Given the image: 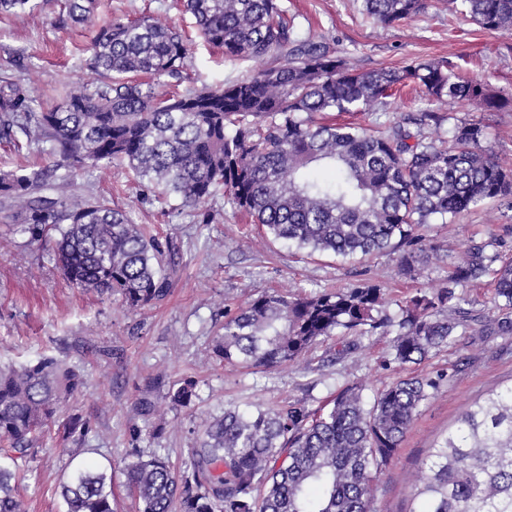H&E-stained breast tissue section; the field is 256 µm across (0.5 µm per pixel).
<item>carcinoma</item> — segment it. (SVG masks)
Returning a JSON list of instances; mask_svg holds the SVG:
<instances>
[{
	"instance_id": "cac0c4a2",
	"label": "carcinoma",
	"mask_w": 512,
	"mask_h": 512,
	"mask_svg": "<svg viewBox=\"0 0 512 512\" xmlns=\"http://www.w3.org/2000/svg\"><path fill=\"white\" fill-rule=\"evenodd\" d=\"M430 0H363L362 12L382 26L425 11ZM457 21L512 34V0H450ZM103 0H63L62 27L95 32L86 48L89 82L75 83L43 109L29 85L0 77V140L21 154L33 148L52 160L37 170H0L6 222L23 225L32 242L56 239L55 260L74 288L117 294L132 312L164 300L172 245L103 199L79 194L74 163L125 164L142 191L178 201L200 224L215 219L211 200L224 193L234 211L259 226L266 242L353 259L401 251L404 268L419 257L440 259L426 246L430 224L451 225L487 201L512 199V173L481 142V123L423 111L375 129L330 123L331 112L385 106L412 86L431 103L465 102L481 110L509 101L445 59H409L399 67L364 70L329 46L303 37L278 0H184L209 44L227 57L262 63L255 74L220 86L171 87L184 80L191 47L179 29L158 17L98 24ZM40 0H0V13L34 15ZM436 130V135L427 133ZM335 172L324 181L310 166ZM478 244L453 265L435 293L415 288L400 300L402 318L392 361L419 364L448 346L472 320L452 303L455 289L494 274L503 317L479 336L512 333V262ZM382 288L364 283L315 294L264 292L224 309L212 358L228 364L275 367L297 363L318 341L344 329L363 336L384 325L373 312ZM82 375L51 356L0 370V512H23L18 461L57 435L83 442L80 415L60 419ZM435 379L407 375L369 402L348 384L323 408L300 403L252 413L226 408L200 418L199 447L182 474L154 453L126 470L138 512H372L376 474L406 436ZM197 380L172 383L158 402L138 398L135 414L165 432V408H188ZM66 512H116L112 474L77 467L61 483ZM419 512H512V384L473 402L427 455L414 485Z\"/></svg>"
}]
</instances>
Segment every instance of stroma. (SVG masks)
Wrapping results in <instances>:
<instances>
[{"label":"stroma","mask_w":512,"mask_h":512,"mask_svg":"<svg viewBox=\"0 0 512 512\" xmlns=\"http://www.w3.org/2000/svg\"><path fill=\"white\" fill-rule=\"evenodd\" d=\"M279 5L303 36L327 43L361 68L396 66L411 57H444L450 70L512 97V35L490 33L469 21L449 26L446 0H435L425 13L391 27L367 20L362 0H279ZM103 10L106 21L159 15L192 38L184 87L231 82L258 68L252 61L226 58L223 49L199 41L181 0H104ZM59 14V0H44L42 9L24 22L0 14V75L27 82L45 107L56 102L68 84L89 78L83 59L91 34L80 28L59 29ZM428 107L427 101L406 93L387 106L351 114L349 120L372 127ZM439 109L484 125L483 148L512 171V105L480 111L450 100ZM76 181L80 193L106 197L126 210L133 223L172 241L170 293L157 304L131 312L119 297L71 288L52 259L51 247L30 242L20 225L0 222V366L48 354L82 374L85 385L66 401L63 412L89 420L86 448L76 457L111 468L118 512H134L124 469L137 457L162 448L173 468L184 470L199 444V415L218 414L229 406L253 411L296 400L316 410L347 383H363L370 399L403 375L388 360L394 332L380 330L364 335L359 349L346 359L339 352L352 337L340 329L313 345L296 364L263 369L212 361L211 344L224 322L225 306L271 289L314 294L368 282L383 288L380 313L396 322L402 317L397 305L401 291L444 286L452 256L465 246L483 243L488 254L512 260V209L500 201L460 217L454 227L430 225L426 235L439 245L443 258L426 266L414 281L401 273L396 252L345 261L330 254L304 256L283 242L249 243L254 225L235 214L220 195L212 202L213 223L197 224L188 213L173 210L165 215L160 204L138 203L127 168L111 164L81 169ZM456 294L473 319L447 347L431 352L418 365V373L438 379L439 387L421 403L395 456L378 475L375 512H414L418 503L412 482L430 448L476 399L512 384V335L477 333L498 315L490 282L457 289ZM186 375L198 380L193 406L170 412L163 438L145 433L131 442L137 398L162 397L172 382ZM71 457L56 447L30 450L21 470L24 512H64L60 484L73 469Z\"/></svg>","instance_id":"stroma-1"}]
</instances>
